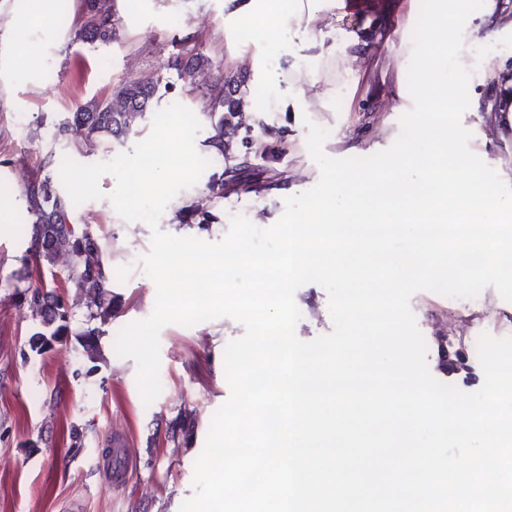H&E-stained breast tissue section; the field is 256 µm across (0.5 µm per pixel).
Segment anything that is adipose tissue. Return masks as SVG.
Segmentation results:
<instances>
[{"instance_id": "adipose-tissue-1", "label": "adipose tissue", "mask_w": 512, "mask_h": 512, "mask_svg": "<svg viewBox=\"0 0 512 512\" xmlns=\"http://www.w3.org/2000/svg\"><path fill=\"white\" fill-rule=\"evenodd\" d=\"M346 8L345 0H290L285 10L279 8L278 0H245L239 10L242 20L254 28L274 27L293 34L310 62L306 90L282 99L276 111L305 112L312 101H326L334 92V77L339 72L349 74L379 65L384 72L400 73L403 64L398 57L377 52L360 36L351 38L350 50L342 56L335 45L327 43L328 32ZM425 25L465 71L469 62L462 51L464 43L512 33V0H482L475 17L470 16L466 0H436L425 16ZM438 66L437 58L428 56L418 64L420 82L434 86L438 103L427 108L421 123L413 126L411 137L400 142L389 175L359 172L335 177L324 197L310 202V211L321 216L320 224L307 226L304 237H289V250L317 256L321 248L316 235L335 233L357 241L362 238L360 225L374 224L378 230L367 238L371 253L389 266L393 282L436 277L443 272L434 259L441 242L426 233V225L478 214L482 224L477 234L462 241L465 249L483 255L474 275L494 278L512 267V222L504 218L503 190L486 184L456 151L462 130L445 117L448 90L435 86L433 79ZM479 83L494 94L485 97L480 90L470 91L467 109L485 129L500 133L504 124H512V54L485 66Z\"/></svg>"}]
</instances>
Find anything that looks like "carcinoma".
I'll list each match as a JSON object with an SVG mask.
<instances>
[{
	"label": "carcinoma",
	"instance_id": "obj_1",
	"mask_svg": "<svg viewBox=\"0 0 512 512\" xmlns=\"http://www.w3.org/2000/svg\"><path fill=\"white\" fill-rule=\"evenodd\" d=\"M87 23L75 31L76 39L87 44H107L115 36L114 14L98 8L97 0H83ZM208 59L191 48L177 54L172 68L188 76L199 71ZM163 78L136 77L123 80L115 97L105 102H87L76 106L58 124L56 134L62 135L74 127L85 134V141L111 142L122 140L151 111ZM214 120L209 143L224 152V113H237L242 123L243 101L234 84L216 85L212 89ZM27 222L20 228L29 237L31 252L37 258L33 271L47 263L55 264L65 255L64 287L75 288L87 296L88 320L104 323L112 317V291L102 274L100 238L72 222L76 206L67 192L54 186L48 175L36 176L23 192ZM24 301L38 319L41 329L29 334L30 351L41 355L67 341L70 336L71 308L68 299L55 295V288L43 283L29 286L21 292Z\"/></svg>",
	"mask_w": 512,
	"mask_h": 512
}]
</instances>
